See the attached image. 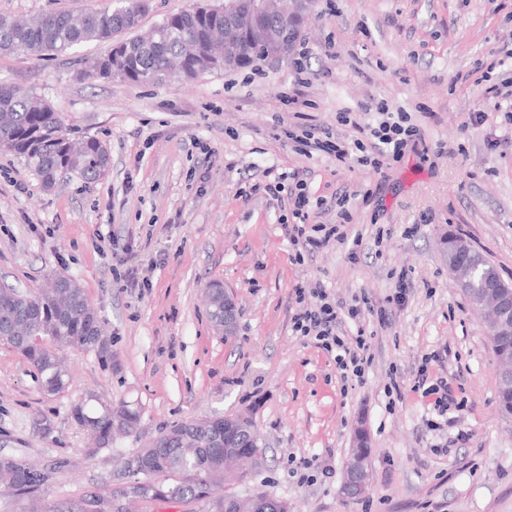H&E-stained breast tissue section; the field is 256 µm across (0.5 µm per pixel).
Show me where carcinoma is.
I'll return each mask as SVG.
<instances>
[{"label":"carcinoma","instance_id":"cac0c4a2","mask_svg":"<svg viewBox=\"0 0 512 512\" xmlns=\"http://www.w3.org/2000/svg\"><path fill=\"white\" fill-rule=\"evenodd\" d=\"M148 12L136 0H111L107 8L78 15L59 10L27 21L0 14V53L49 59L85 42L105 43L110 49L83 71L91 81L164 85L224 70V11L203 13L195 5L166 15L146 37L133 35ZM239 53L241 69L261 61L246 38ZM0 150L16 155L45 188L54 187L63 174L94 182L106 175L111 163L107 143L92 136L69 137L61 113L45 97L7 84H0ZM206 292L210 321L222 332L224 285L212 281ZM0 338L31 365L49 395L63 392L69 384L59 351L81 347L101 356L109 354L97 311L79 283L64 273L56 274L51 286L40 292L0 286ZM71 417L91 435L88 454L93 456L135 431L141 410L90 393L74 401ZM234 448L265 454L254 432L226 427L220 417L174 424L160 434L154 447L134 454L135 479L152 500L168 502L173 491L182 502L198 503L200 512H241L244 499L220 489L224 451ZM161 474H175L181 480L158 484L155 479ZM0 478L32 491L45 483L47 475L4 456Z\"/></svg>","mask_w":512,"mask_h":512}]
</instances>
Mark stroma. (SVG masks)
<instances>
[{"label": "stroma", "instance_id": "obj_1", "mask_svg": "<svg viewBox=\"0 0 512 512\" xmlns=\"http://www.w3.org/2000/svg\"><path fill=\"white\" fill-rule=\"evenodd\" d=\"M108 2L0 0V14ZM302 42L310 53L299 69L288 57L164 87L83 79L93 43L50 60L0 54L1 83L45 95L68 132L106 141L111 154L100 180L64 176L45 190L0 151V280L34 291L70 275L112 351L66 350L70 383L48 395L0 339V457L49 476L32 494L1 483L0 512L109 494L122 457L173 424L227 414L249 417L266 454L224 493L263 492L290 512H512V418L499 408L490 332L448 274L453 232L512 282V112L485 95L512 82V0H316ZM301 79L306 103L289 104ZM379 104L410 113L426 147L378 172L302 155L283 134L307 126L351 141L359 133L339 113L367 123ZM271 169L325 198L316 219L344 223L345 244L294 262L283 230L292 210L262 190ZM402 271L408 301L379 321ZM212 280L235 299L228 338L207 314ZM316 281L336 300L364 294L373 305L346 326L371 338L363 384L344 381L330 354L292 331L293 289ZM423 366L457 401L437 431L426 425L434 396L414 387ZM394 380L403 394L392 400ZM89 391L142 410L135 435L93 457L70 415ZM359 426L370 490L351 500L342 484ZM292 456L316 459L313 483L291 476Z\"/></svg>", "mask_w": 512, "mask_h": 512}]
</instances>
